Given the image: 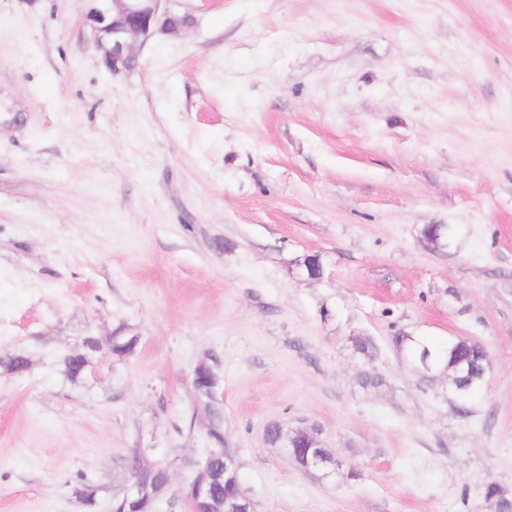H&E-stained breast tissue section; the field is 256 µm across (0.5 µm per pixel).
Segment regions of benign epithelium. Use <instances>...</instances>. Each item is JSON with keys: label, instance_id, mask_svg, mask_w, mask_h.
<instances>
[{"label": "benign epithelium", "instance_id": "obj_1", "mask_svg": "<svg viewBox=\"0 0 512 512\" xmlns=\"http://www.w3.org/2000/svg\"><path fill=\"white\" fill-rule=\"evenodd\" d=\"M91 7L87 13L90 21L92 39L103 49L106 67L116 74L131 66L133 61V42L139 38L147 39L156 32L175 33L187 24L175 19L173 4L176 0H89ZM279 431V446L284 448L288 456L305 470L318 469L325 471L327 476L342 473V464L334 461L327 463L318 455L317 449L322 447L319 430L303 424L300 430L310 432L311 443L300 457L290 451L292 442L289 439L290 430L277 426ZM191 471H198L204 478L195 483L188 479L186 484L194 485L193 493L188 501L187 512H209L213 490L224 485V482L236 478L239 465L233 452L224 448V468H212L211 456L206 455L191 463ZM145 489L132 483L123 491L124 512H140V502Z\"/></svg>", "mask_w": 512, "mask_h": 512}]
</instances>
